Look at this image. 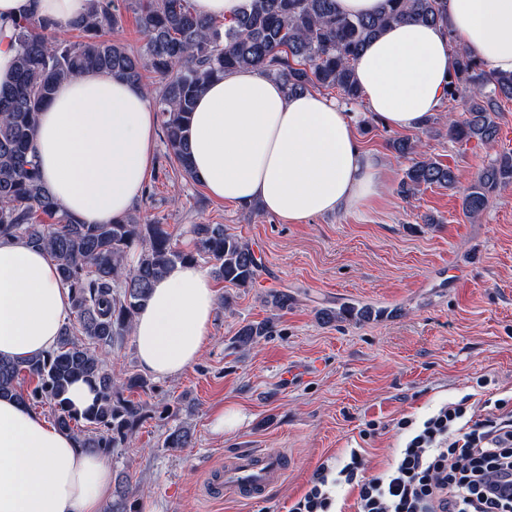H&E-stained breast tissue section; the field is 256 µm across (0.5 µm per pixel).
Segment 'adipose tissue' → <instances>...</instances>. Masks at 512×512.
<instances>
[{
    "mask_svg": "<svg viewBox=\"0 0 512 512\" xmlns=\"http://www.w3.org/2000/svg\"><path fill=\"white\" fill-rule=\"evenodd\" d=\"M88 0H0V85L13 76L14 25L46 18L58 31ZM447 22L396 24L354 64L368 108L385 124L417 130L438 112L454 61L466 49L512 73V0H447ZM158 115L146 90L105 72L61 82L40 113L35 148L43 181L81 224L121 221L150 175ZM199 183L231 206L260 204L291 223L369 203L378 171L345 109L314 93L287 95L253 69L212 81L190 122ZM216 292L201 266L176 264L159 278L133 325L140 366L168 378L199 359ZM70 294L53 260L24 241L0 238V357L53 350ZM112 469L96 452L12 398H0V512H102Z\"/></svg>",
    "mask_w": 512,
    "mask_h": 512,
    "instance_id": "obj_1",
    "label": "adipose tissue"
}]
</instances>
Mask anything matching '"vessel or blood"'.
<instances>
[{
    "label": "vessel or blood",
    "instance_id": "1",
    "mask_svg": "<svg viewBox=\"0 0 512 512\" xmlns=\"http://www.w3.org/2000/svg\"><path fill=\"white\" fill-rule=\"evenodd\" d=\"M287 473L285 459L268 449H248L236 453L227 463L220 484L225 491L244 500H261Z\"/></svg>",
    "mask_w": 512,
    "mask_h": 512
}]
</instances>
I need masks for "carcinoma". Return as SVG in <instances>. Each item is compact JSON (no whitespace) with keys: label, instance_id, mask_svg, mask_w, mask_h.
Instances as JSON below:
<instances>
[{"label":"carcinoma","instance_id":"obj_1","mask_svg":"<svg viewBox=\"0 0 512 512\" xmlns=\"http://www.w3.org/2000/svg\"><path fill=\"white\" fill-rule=\"evenodd\" d=\"M146 35L141 53L104 38L120 22L112 0H90L88 13L73 22V40H60L47 19L16 23L13 81L0 87V237L24 240L45 250L56 263L71 294L70 323L56 348L22 360L0 358V397L25 406L48 402L55 425L69 431L81 449L104 455L130 443L141 419L140 408L124 392L144 391L147 380L130 376L117 387L106 355L130 332L151 288L177 263H212L226 283L247 288L260 264L248 246L220 224H195L193 246L173 245L163 224H141L132 215L116 224H80L55 200L40 177L34 150L39 112L61 81L88 70L143 84L145 72L159 85L155 97L162 116L168 156L191 179L188 127L198 94L205 85L240 68H253L280 81L288 94L336 88L350 104L361 97L353 64L366 45L388 25L404 21H445L444 0H384L374 15L352 17L336 12L334 0H246L243 10L222 24L194 11L191 0H127ZM445 96L466 103L460 120L448 124V136L491 144L502 100H512V74L496 73L464 49L456 51ZM393 148L411 157L399 192L413 195L423 187L456 188V172L420 152V142L402 138ZM512 183V154L485 166L464 190L462 209L469 218L482 214L498 188ZM141 246L133 265L128 256ZM367 308L344 305L323 313L326 322L365 320ZM271 319L242 326L236 343L251 345L276 334ZM34 377L30 393L19 387L21 375ZM81 380L97 392L80 411L66 397ZM189 429L177 425L167 434V448L188 443ZM131 491L120 486L109 512H131Z\"/></svg>","mask_w":512,"mask_h":512}]
</instances>
